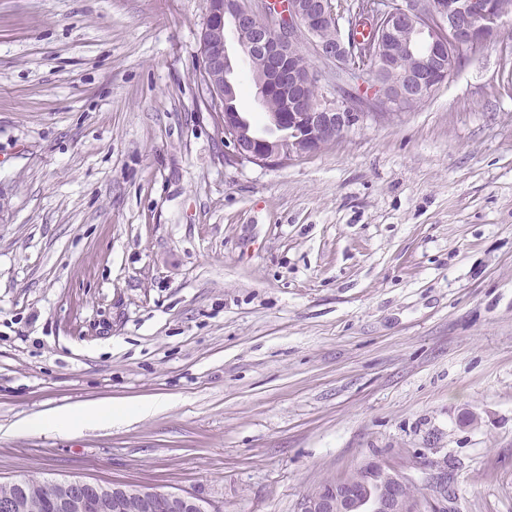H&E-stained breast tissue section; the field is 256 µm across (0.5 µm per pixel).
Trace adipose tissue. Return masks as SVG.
Returning a JSON list of instances; mask_svg holds the SVG:
<instances>
[{
  "mask_svg": "<svg viewBox=\"0 0 512 512\" xmlns=\"http://www.w3.org/2000/svg\"><path fill=\"white\" fill-rule=\"evenodd\" d=\"M159 401L141 402L136 404H109L89 402L55 412L49 415H41L21 422V429L27 431L56 430L72 432L80 429L90 421L104 423H121L136 417L149 415L159 408Z\"/></svg>",
  "mask_w": 512,
  "mask_h": 512,
  "instance_id": "adipose-tissue-1",
  "label": "adipose tissue"
}]
</instances>
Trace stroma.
<instances>
[{
    "label": "stroma",
    "mask_w": 512,
    "mask_h": 512,
    "mask_svg": "<svg viewBox=\"0 0 512 512\" xmlns=\"http://www.w3.org/2000/svg\"><path fill=\"white\" fill-rule=\"evenodd\" d=\"M207 10L0 0V483L298 512L430 461L446 512H512V19L424 105L264 168L224 162ZM165 401L153 400L136 404H115L89 402L55 412L27 419L20 423V428L27 431L56 430L72 432L80 429L90 421L104 423H121L136 417H145L153 410L162 407ZM426 474V483L430 490L433 492L434 498L437 501L445 502L444 497H448V470L445 467L431 465L424 468Z\"/></svg>",
    "instance_id": "obj_1"
}]
</instances>
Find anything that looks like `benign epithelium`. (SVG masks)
<instances>
[{
  "label": "benign epithelium",
  "mask_w": 512,
  "mask_h": 512,
  "mask_svg": "<svg viewBox=\"0 0 512 512\" xmlns=\"http://www.w3.org/2000/svg\"><path fill=\"white\" fill-rule=\"evenodd\" d=\"M269 0H208L201 32V70L214 104L236 91L227 32L240 51L259 64L263 91L288 92L290 117L304 135L288 147L272 139L250 145L240 140L241 119L219 114L224 162L281 167L341 140L349 130L381 113L417 107L458 67L500 41L503 23L512 17V0H287L269 27L253 20L269 13ZM312 45L318 65L299 72L291 61L301 40ZM422 42L428 52L416 70H401L397 59L414 54ZM408 478L391 465L370 461L353 481L339 480L309 492L299 512H420L421 503L404 494ZM426 483L440 502L448 494V470L431 465ZM208 512L191 495L114 484L112 495L74 480L63 484L59 507L67 512Z\"/></svg>",
  "instance_id": "benign-epithelium-1"
}]
</instances>
